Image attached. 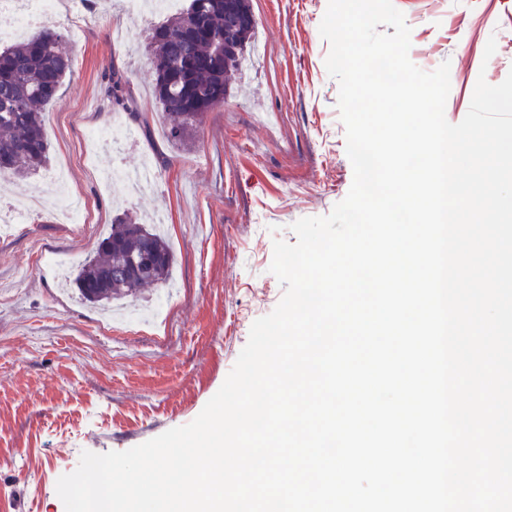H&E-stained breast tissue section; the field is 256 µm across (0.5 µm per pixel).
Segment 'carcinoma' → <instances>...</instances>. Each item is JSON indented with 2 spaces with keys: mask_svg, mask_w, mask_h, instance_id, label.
Segmentation results:
<instances>
[{
  "mask_svg": "<svg viewBox=\"0 0 512 512\" xmlns=\"http://www.w3.org/2000/svg\"><path fill=\"white\" fill-rule=\"evenodd\" d=\"M236 10L247 19L238 28L224 15V0H189L181 13L147 30L155 63L152 99L168 120L174 145L185 144L204 114L224 104V74L237 71L254 34L248 0H236ZM225 45L230 50L223 51ZM72 68L67 35L51 27L0 50V177L20 179L47 164L44 112L59 102ZM112 93L114 103L137 119L119 75L112 77ZM173 265L163 238L123 215L81 267L75 285L83 300L107 304L165 282Z\"/></svg>",
  "mask_w": 512,
  "mask_h": 512,
  "instance_id": "carcinoma-1",
  "label": "carcinoma"
}]
</instances>
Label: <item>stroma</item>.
Instances as JSON below:
<instances>
[{
    "label": "stroma",
    "instance_id": "obj_1",
    "mask_svg": "<svg viewBox=\"0 0 512 512\" xmlns=\"http://www.w3.org/2000/svg\"><path fill=\"white\" fill-rule=\"evenodd\" d=\"M328 0H251L266 54L236 73L223 105L193 139L172 145L151 100L144 40L150 22L119 0H73L55 24L68 34L73 74L50 109L48 168L11 183L41 188L49 167L68 173L86 221L51 210L0 234V512H65L56 483L82 451H124L192 422L246 345L253 322L273 311L283 288L271 273L273 241L296 243L291 226L328 215L352 184L339 83L325 66L319 32ZM411 29L409 57L431 72L450 64V123L466 115L478 77L492 85L512 71V0H394ZM497 50L485 57L488 39ZM125 74L147 124L116 155L93 129L112 123L110 85ZM166 157L154 192L136 199L99 170ZM164 224L175 254L159 320L134 319L159 291L116 300L124 316L83 302L72 283L123 211Z\"/></svg>",
    "mask_w": 512,
    "mask_h": 512
}]
</instances>
